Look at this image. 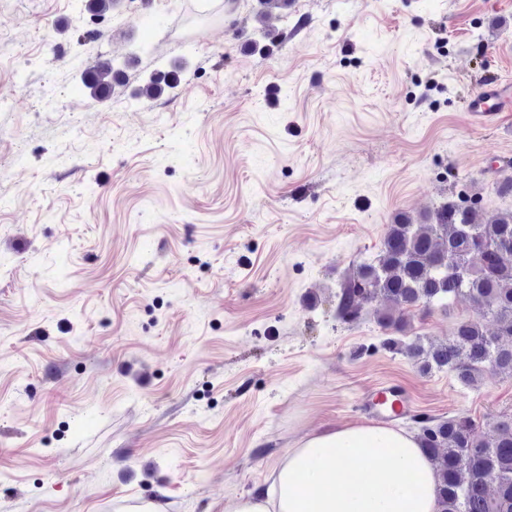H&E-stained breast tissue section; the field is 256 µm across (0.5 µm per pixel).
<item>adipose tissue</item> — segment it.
Returning a JSON list of instances; mask_svg holds the SVG:
<instances>
[{"label": "adipose tissue", "mask_w": 512, "mask_h": 512, "mask_svg": "<svg viewBox=\"0 0 512 512\" xmlns=\"http://www.w3.org/2000/svg\"><path fill=\"white\" fill-rule=\"evenodd\" d=\"M437 478L419 442L391 427H339L289 449L270 491L228 512H437Z\"/></svg>", "instance_id": "adipose-tissue-1"}]
</instances>
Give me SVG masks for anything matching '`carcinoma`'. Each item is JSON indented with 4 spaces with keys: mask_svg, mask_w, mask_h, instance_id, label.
<instances>
[{
    "mask_svg": "<svg viewBox=\"0 0 512 512\" xmlns=\"http://www.w3.org/2000/svg\"><path fill=\"white\" fill-rule=\"evenodd\" d=\"M119 75L96 69L85 86L101 95ZM174 80V72L159 71L140 95L154 99ZM382 253L341 283L336 313L342 320H357L362 302L379 298L389 304L380 323L400 331L407 308H446L466 296L495 320L496 332L480 319H462L448 341L425 346L418 339L405 346L406 354L424 369L454 373L466 386L489 368L512 373V211L485 222L476 208L451 201L423 224L401 215L388 225ZM419 442L439 477L438 512H512V416L500 418L487 437L468 418L451 417L422 427Z\"/></svg>",
    "mask_w": 512,
    "mask_h": 512,
    "instance_id": "carcinoma-1",
    "label": "carcinoma"
}]
</instances>
